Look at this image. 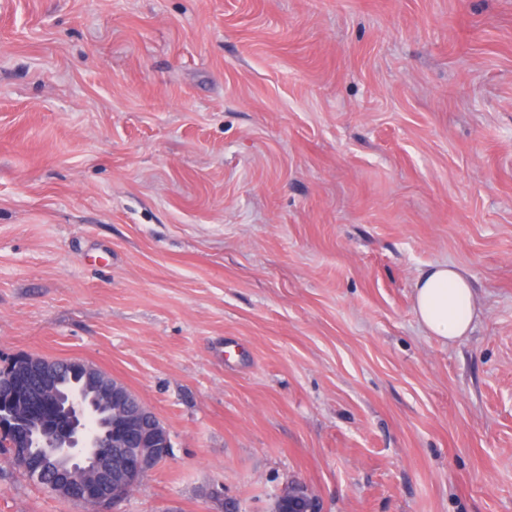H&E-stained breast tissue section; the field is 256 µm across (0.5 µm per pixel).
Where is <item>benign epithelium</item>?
<instances>
[{"mask_svg":"<svg viewBox=\"0 0 512 512\" xmlns=\"http://www.w3.org/2000/svg\"><path fill=\"white\" fill-rule=\"evenodd\" d=\"M25 361L28 372L40 379L38 391L23 384L12 361L0 374L12 389L8 405L0 404V431L10 432L13 457H25L29 443L40 441L47 452L38 476L52 472L54 487L67 499L93 502L97 512H118L123 498L113 489L112 461L104 458L102 449L125 448L128 440L135 439V448L120 463L119 475L139 480L173 457L166 428L123 383L87 362L75 361L82 383L62 392L58 364L33 356ZM284 504L288 512H321L318 498L298 480L284 484L275 510Z\"/></svg>","mask_w":512,"mask_h":512,"instance_id":"benign-epithelium-1","label":"benign epithelium"}]
</instances>
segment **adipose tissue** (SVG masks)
<instances>
[{
  "mask_svg": "<svg viewBox=\"0 0 512 512\" xmlns=\"http://www.w3.org/2000/svg\"><path fill=\"white\" fill-rule=\"evenodd\" d=\"M414 311L426 330L443 341L465 336L480 315L469 277L448 265L432 266L419 274Z\"/></svg>",
  "mask_w": 512,
  "mask_h": 512,
  "instance_id": "1",
  "label": "adipose tissue"
}]
</instances>
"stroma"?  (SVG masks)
I'll list each match as a JSON object with an SVG mask.
<instances>
[{"label":"stroma","mask_w":512,"mask_h":512,"mask_svg":"<svg viewBox=\"0 0 512 512\" xmlns=\"http://www.w3.org/2000/svg\"><path fill=\"white\" fill-rule=\"evenodd\" d=\"M481 305L448 343L429 266ZM174 456L121 512H512V0H0V365ZM0 512H88L0 455ZM414 311L432 336L448 342L466 336L481 310L469 277L459 268L436 265L416 279ZM288 504V512H321L318 498L308 485L298 480H289L282 487L275 501V511Z\"/></svg>","instance_id":"35a3bbf8"}]
</instances>
